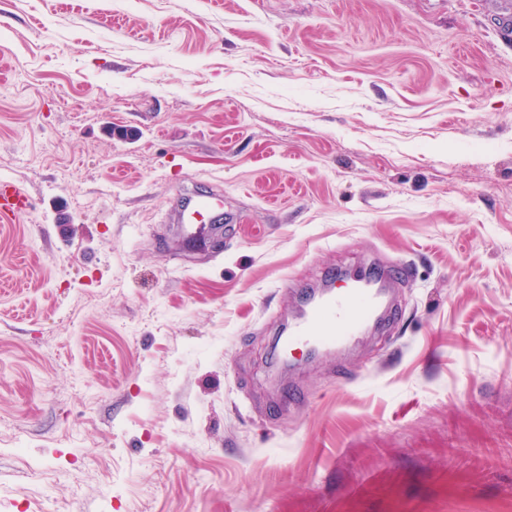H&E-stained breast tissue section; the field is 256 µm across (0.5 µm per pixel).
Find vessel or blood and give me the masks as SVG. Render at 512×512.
I'll return each mask as SVG.
<instances>
[{"label":"vessel or blood","instance_id":"obj_1","mask_svg":"<svg viewBox=\"0 0 512 512\" xmlns=\"http://www.w3.org/2000/svg\"><path fill=\"white\" fill-rule=\"evenodd\" d=\"M32 208L29 193L16 181L0 179V222L16 223ZM224 213V195L207 192L192 196L188 202L174 206L169 220L181 225L183 236L200 241L210 224ZM347 287L333 289L314 305L307 316L293 324L284 341L285 352L304 349H332L358 336L385 305L382 289L372 287L365 275L347 278Z\"/></svg>","mask_w":512,"mask_h":512}]
</instances>
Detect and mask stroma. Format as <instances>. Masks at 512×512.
Segmentation results:
<instances>
[{
	"label": "stroma",
	"mask_w": 512,
	"mask_h": 512,
	"mask_svg": "<svg viewBox=\"0 0 512 512\" xmlns=\"http://www.w3.org/2000/svg\"><path fill=\"white\" fill-rule=\"evenodd\" d=\"M512 0H0V512H512ZM219 245L179 246L183 189ZM385 326L280 377L335 268ZM32 208L29 193L16 181L0 179V222L2 224L16 223L27 215ZM224 213L227 219H232L230 213L224 212L223 193L211 191L174 206L169 212V222L181 224L184 238L198 242L209 232V225L217 216L224 219Z\"/></svg>",
	"instance_id": "stroma-1"
}]
</instances>
